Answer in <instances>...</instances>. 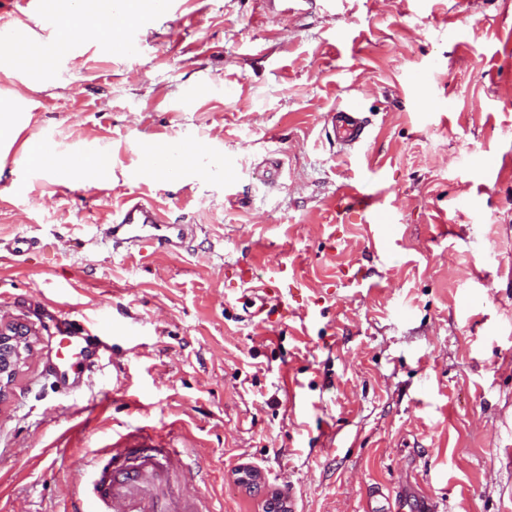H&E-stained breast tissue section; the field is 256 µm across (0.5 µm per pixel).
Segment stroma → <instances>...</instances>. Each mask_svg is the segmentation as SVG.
<instances>
[{
  "instance_id": "obj_1",
  "label": "stroma",
  "mask_w": 512,
  "mask_h": 512,
  "mask_svg": "<svg viewBox=\"0 0 512 512\" xmlns=\"http://www.w3.org/2000/svg\"><path fill=\"white\" fill-rule=\"evenodd\" d=\"M0 0V28L72 31ZM136 0L147 22L53 61L39 90L0 75L41 137L104 155L91 184L8 161L0 316L31 350L0 402V512H70L77 471L121 435L189 449L175 489L224 512H512V0ZM356 104L342 151L325 119ZM179 144L169 173L155 155ZM281 163L278 184L257 170ZM380 224L336 221L343 189ZM137 198L193 224L173 255L112 252L95 227ZM292 265L275 326L243 321L232 263ZM96 336L69 393L60 323ZM257 482L241 483L240 471ZM345 198L346 208L350 211L358 212L362 216L372 215V223H379L380 212L378 211V201L371 195L364 193L356 186L348 187L342 194Z\"/></svg>"
}]
</instances>
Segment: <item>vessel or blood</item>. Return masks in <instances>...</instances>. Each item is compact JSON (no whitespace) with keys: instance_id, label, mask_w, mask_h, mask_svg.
I'll list each match as a JSON object with an SVG mask.
<instances>
[{"instance_id":"vessel-or-blood-1","label":"vessel or blood","mask_w":512,"mask_h":512,"mask_svg":"<svg viewBox=\"0 0 512 512\" xmlns=\"http://www.w3.org/2000/svg\"><path fill=\"white\" fill-rule=\"evenodd\" d=\"M327 122L341 145L354 146L366 135L367 122L356 106L328 113ZM343 196L348 210L363 216L377 215L376 199L358 187H348ZM195 235V225L172 223L156 206L136 201L120 209L101 241L116 251L142 250L157 244L177 253L188 248ZM294 288L287 267L272 269L260 287V304L250 311V318L282 312ZM93 345L92 336L75 329L59 340L64 360L74 361L79 370L90 363L89 350ZM181 455L180 449L159 448L148 444L146 436L140 433H127L114 444L106 465L94 476L88 495L72 512H224L223 506L213 500L176 501L162 488V474L180 461Z\"/></svg>"}]
</instances>
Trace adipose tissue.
<instances>
[{
	"label": "adipose tissue",
	"mask_w": 512,
	"mask_h": 512,
	"mask_svg": "<svg viewBox=\"0 0 512 512\" xmlns=\"http://www.w3.org/2000/svg\"><path fill=\"white\" fill-rule=\"evenodd\" d=\"M45 63L41 43L23 34L13 42L9 51L0 53V74L12 76L22 65L40 70ZM20 103V97L0 96V167L4 166L10 152L15 151L20 161L29 168L70 172L86 182H94L100 170L97 161L75 159L45 139L23 138L22 132L29 117L27 113L21 112Z\"/></svg>",
	"instance_id": "1"
}]
</instances>
